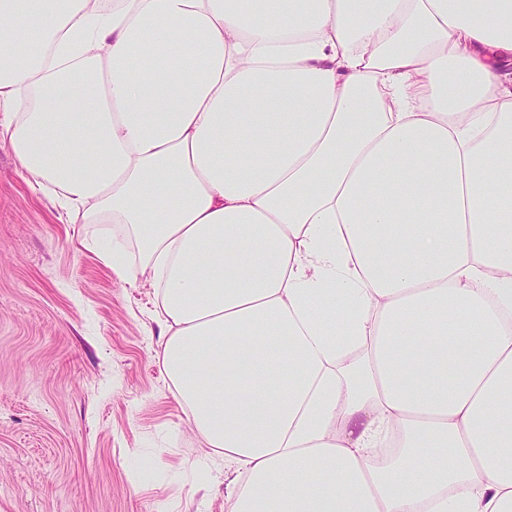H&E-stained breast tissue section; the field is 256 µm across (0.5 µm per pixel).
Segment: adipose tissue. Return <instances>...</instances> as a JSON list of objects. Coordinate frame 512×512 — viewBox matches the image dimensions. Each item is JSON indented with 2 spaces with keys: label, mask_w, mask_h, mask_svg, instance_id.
<instances>
[{
  "label": "adipose tissue",
  "mask_w": 512,
  "mask_h": 512,
  "mask_svg": "<svg viewBox=\"0 0 512 512\" xmlns=\"http://www.w3.org/2000/svg\"><path fill=\"white\" fill-rule=\"evenodd\" d=\"M0 138L229 512H512V0H0Z\"/></svg>",
  "instance_id": "adipose-tissue-1"
}]
</instances>
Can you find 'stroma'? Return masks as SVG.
Listing matches in <instances>:
<instances>
[{
    "instance_id": "1",
    "label": "stroma",
    "mask_w": 512,
    "mask_h": 512,
    "mask_svg": "<svg viewBox=\"0 0 512 512\" xmlns=\"http://www.w3.org/2000/svg\"><path fill=\"white\" fill-rule=\"evenodd\" d=\"M85 230L1 140L0 512H227L231 471L162 371L152 288L119 282Z\"/></svg>"
}]
</instances>
